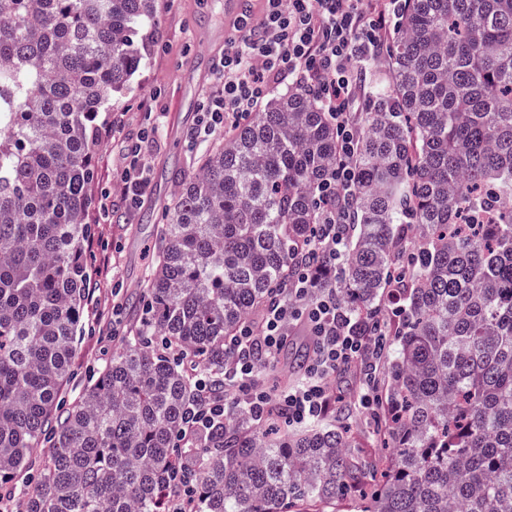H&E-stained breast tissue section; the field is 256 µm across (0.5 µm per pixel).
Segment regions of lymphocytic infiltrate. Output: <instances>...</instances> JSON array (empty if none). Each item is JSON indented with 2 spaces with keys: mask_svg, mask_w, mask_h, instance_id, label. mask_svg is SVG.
I'll return each mask as SVG.
<instances>
[{
  "mask_svg": "<svg viewBox=\"0 0 512 512\" xmlns=\"http://www.w3.org/2000/svg\"><path fill=\"white\" fill-rule=\"evenodd\" d=\"M406 0H263L260 14L244 11L236 31L224 43L218 85L200 107L189 146L238 124L278 86L297 87L328 112L336 124V164L318 189L322 222L294 264V275L271 310L250 320L224 345V388L213 390L188 354L178 357L194 376L200 397L186 412L178 438L188 437L224 417L231 405L249 409L267 421L272 411L287 415L289 425L303 427L325 418L331 408L332 378L357 375L361 407L376 417L380 403L378 369L388 340V325L379 315L343 308L332 289L316 290L317 267H341L350 241L351 186L356 159V132L366 96L360 65L378 56L397 31ZM154 122L137 136L119 140L115 169L118 201L132 207L149 188L145 158ZM305 324L312 352L301 384L270 393L257 376L258 358L276 359L291 328Z\"/></svg>",
  "mask_w": 512,
  "mask_h": 512,
  "instance_id": "f902f5d3",
  "label": "lymphocytic infiltrate"
}]
</instances>
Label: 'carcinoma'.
<instances>
[{
    "label": "carcinoma",
    "instance_id": "1",
    "mask_svg": "<svg viewBox=\"0 0 512 512\" xmlns=\"http://www.w3.org/2000/svg\"><path fill=\"white\" fill-rule=\"evenodd\" d=\"M155 2L0 0V483L47 445L26 512H159L180 455L197 512H512V0H408L360 121L354 231L319 284L366 313L406 272L381 481L336 427L273 433L243 406L176 447L197 388L173 352L224 371L320 223L336 127L294 88L181 177L132 334L66 406L99 117L148 64Z\"/></svg>",
    "mask_w": 512,
    "mask_h": 512
}]
</instances>
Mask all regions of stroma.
<instances>
[{"label": "stroma", "mask_w": 512, "mask_h": 512, "mask_svg": "<svg viewBox=\"0 0 512 512\" xmlns=\"http://www.w3.org/2000/svg\"><path fill=\"white\" fill-rule=\"evenodd\" d=\"M156 9L158 24L146 68L102 114L103 119L119 120L116 134L122 137L139 132L145 111L160 113L156 142L147 157L151 192L133 210L117 205L106 213L97 207L90 212L93 234L105 249L87 255L88 266L106 263L111 271L94 276L84 301V331L65 386L70 401L95 381L133 321L132 308L143 290L163 210L181 190L175 174L199 158L198 152L189 151L185 138L196 123L202 97L216 84L219 58L212 49L234 34L224 0H156ZM334 388L341 398L333 417L337 427L357 441L359 458L389 456L383 435L358 404L351 377L336 379Z\"/></svg>", "instance_id": "stroma-1"}]
</instances>
